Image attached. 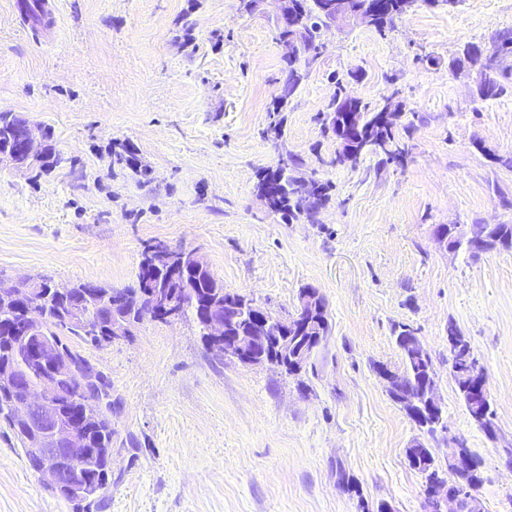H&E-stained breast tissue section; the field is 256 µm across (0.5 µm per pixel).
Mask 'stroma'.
<instances>
[{
    "mask_svg": "<svg viewBox=\"0 0 512 512\" xmlns=\"http://www.w3.org/2000/svg\"><path fill=\"white\" fill-rule=\"evenodd\" d=\"M277 0H58L33 31L0 0V112L50 130L63 163L0 165V282L131 285L146 244L194 249L227 292L294 313L302 288L328 304L331 334L296 375L205 346L189 318L143 321L80 354L111 384L112 471L92 507L65 501L0 422V512H424L405 450L421 433L376 365L400 367L391 334L429 351L448 433L482 460L484 512H512V250L473 258L435 241L438 224H512V79L478 93L464 47L512 29V0H415L390 31L329 26L288 100ZM396 109L404 164L335 160L324 123L336 94ZM133 150L132 165L115 153ZM330 184L315 221L286 220L256 195L260 171L291 158ZM456 323L487 373L498 440L470 420L448 369ZM358 490L336 483L337 469Z\"/></svg>",
    "mask_w": 512,
    "mask_h": 512,
    "instance_id": "1",
    "label": "stroma"
}]
</instances>
